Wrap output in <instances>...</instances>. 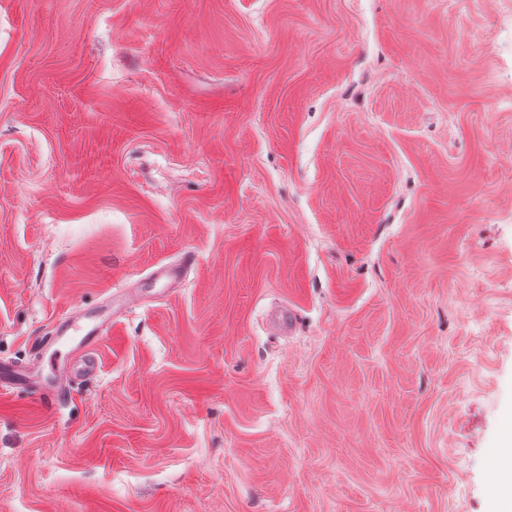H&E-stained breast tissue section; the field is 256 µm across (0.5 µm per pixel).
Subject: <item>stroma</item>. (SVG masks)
<instances>
[{"instance_id":"obj_1","label":"stroma","mask_w":512,"mask_h":512,"mask_svg":"<svg viewBox=\"0 0 512 512\" xmlns=\"http://www.w3.org/2000/svg\"><path fill=\"white\" fill-rule=\"evenodd\" d=\"M107 310L0 512H493L512 0H0V364ZM112 328V315H107L95 320L93 324L81 322L73 316H61L54 320V336L57 339L63 337L82 336L78 341V349H82L81 361L83 369L87 372H93L97 368L95 360L90 354L85 352L84 348L89 349V340L92 336H103Z\"/></svg>"}]
</instances>
